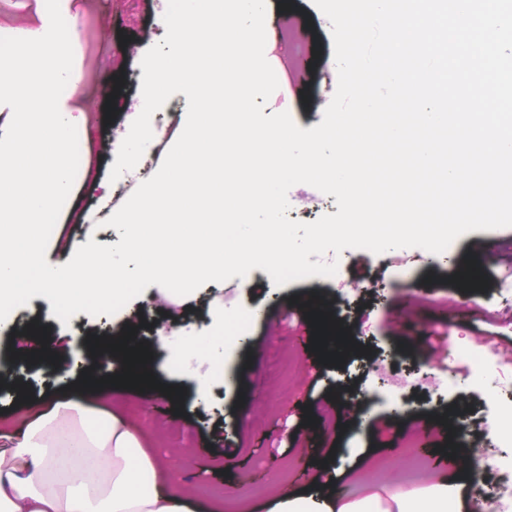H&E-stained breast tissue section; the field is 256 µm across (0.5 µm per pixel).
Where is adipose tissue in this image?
I'll return each instance as SVG.
<instances>
[{
	"instance_id": "obj_1",
	"label": "adipose tissue",
	"mask_w": 512,
	"mask_h": 512,
	"mask_svg": "<svg viewBox=\"0 0 512 512\" xmlns=\"http://www.w3.org/2000/svg\"><path fill=\"white\" fill-rule=\"evenodd\" d=\"M116 414L70 401L41 414L27 433L0 434V512H197L178 489L156 485L160 462ZM446 480L348 500L315 474L281 491L270 512H450Z\"/></svg>"
}]
</instances>
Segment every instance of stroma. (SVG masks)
<instances>
[{
  "label": "stroma",
  "mask_w": 512,
  "mask_h": 512,
  "mask_svg": "<svg viewBox=\"0 0 512 512\" xmlns=\"http://www.w3.org/2000/svg\"><path fill=\"white\" fill-rule=\"evenodd\" d=\"M60 8L75 31L71 79L94 114L79 139L95 155L93 171L77 173L56 237L75 246L90 240L113 245L119 232L99 224L112 199L108 176L119 147L114 135L139 109L140 88L132 79L166 28L154 0H112L107 12L97 0H60ZM290 13L303 27L296 38L269 43L268 62L287 68L288 80L264 112H289L309 129L323 114L311 106L322 90L316 75L336 66L331 24L312 0H269L267 31ZM288 200L287 215L298 222L338 211L335 196L306 184L293 186ZM77 221L83 231L74 229ZM57 244L48 246L46 256L59 266L64 257ZM402 254L409 267L389 265L383 254L346 250L351 270L341 288L320 276L278 287L256 268L242 278L205 284L182 298L173 316L165 307L169 292L158 285L114 315L80 312L66 324L30 301L18 308L13 328L0 334V418L13 419L12 435H22L28 417L73 399L98 377L97 394L109 409L148 433L164 480H178L199 503L220 500L230 508L243 501L266 512L279 487L304 485L319 468L333 467V481L347 491L355 476L389 458L394 470L363 484L358 497L423 486L440 472L448 478L453 512H469L463 426L482 415L500 423L512 416V393L488 396L473 388L470 364L483 355L512 359V324L499 316L494 290L497 279L512 278V227L468 232L434 265L417 249ZM131 324L153 354L157 387L146 397L109 384V372L87 370L95 351L83 341L88 331L111 344ZM201 333L216 341L208 350L215 371L208 375L183 370L173 359ZM442 342L466 355L453 364L455 385L437 391L407 386L401 414L390 402L356 412L364 392L386 391L389 371L438 372L449 363L438 348ZM70 359L79 368L60 378L57 363ZM168 386L174 397L163 395ZM416 421L446 429L424 440L420 453L429 465L419 475L398 446L403 423ZM295 455L300 468L284 483L273 482Z\"/></svg>",
  "instance_id": "obj_1"
}]
</instances>
